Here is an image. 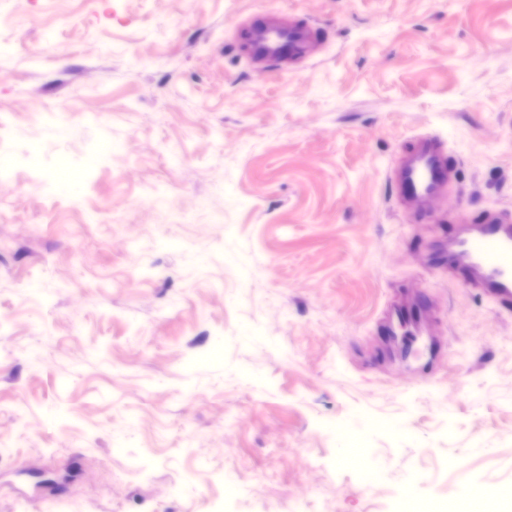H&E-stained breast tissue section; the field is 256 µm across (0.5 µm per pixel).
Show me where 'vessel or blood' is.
<instances>
[{
    "instance_id": "1",
    "label": "vessel or blood",
    "mask_w": 512,
    "mask_h": 512,
    "mask_svg": "<svg viewBox=\"0 0 512 512\" xmlns=\"http://www.w3.org/2000/svg\"><path fill=\"white\" fill-rule=\"evenodd\" d=\"M260 31L272 55L293 56L294 44L285 42L281 28L261 24ZM394 172L402 196L410 204L441 194L452 170L440 144L420 137L403 151H396ZM437 267L459 274L463 283L503 302H512V217L487 213L479 224L466 225L435 259Z\"/></svg>"
}]
</instances>
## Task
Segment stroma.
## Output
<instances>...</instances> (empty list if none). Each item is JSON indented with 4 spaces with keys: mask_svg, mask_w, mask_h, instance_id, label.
<instances>
[{
    "mask_svg": "<svg viewBox=\"0 0 512 512\" xmlns=\"http://www.w3.org/2000/svg\"><path fill=\"white\" fill-rule=\"evenodd\" d=\"M270 18L308 31L292 58L254 57ZM4 44L0 512L512 489V313L431 265L462 214L512 212V0H16ZM420 134L455 175L410 206L388 166Z\"/></svg>",
    "mask_w": 512,
    "mask_h": 512,
    "instance_id": "obj_1",
    "label": "stroma"
}]
</instances>
